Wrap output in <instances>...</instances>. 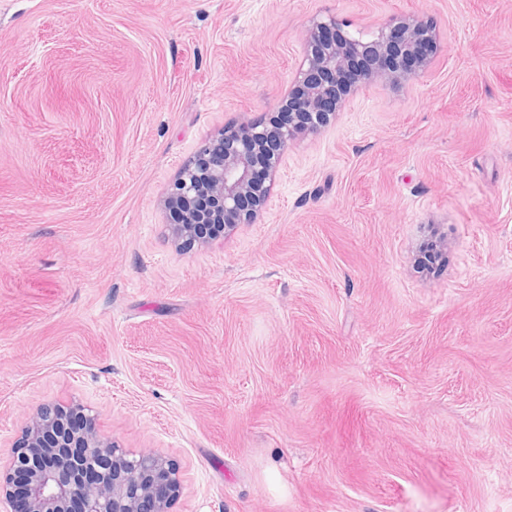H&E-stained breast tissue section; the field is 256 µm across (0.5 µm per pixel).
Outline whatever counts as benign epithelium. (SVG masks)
I'll return each mask as SVG.
<instances>
[{"label": "benign epithelium", "instance_id": "obj_1", "mask_svg": "<svg viewBox=\"0 0 512 512\" xmlns=\"http://www.w3.org/2000/svg\"><path fill=\"white\" fill-rule=\"evenodd\" d=\"M304 44L287 98L263 121L224 127L183 167L171 192L175 240L203 244L234 224L255 223L288 144L328 126L359 86L417 76L431 62L436 36L414 15L372 39L351 36L328 17L313 22ZM88 464L97 479H86ZM180 492L179 472L166 457L117 447L82 405L45 406L30 416L0 472L8 512H169Z\"/></svg>", "mask_w": 512, "mask_h": 512}]
</instances>
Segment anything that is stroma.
<instances>
[{
    "label": "stroma",
    "mask_w": 512,
    "mask_h": 512,
    "mask_svg": "<svg viewBox=\"0 0 512 512\" xmlns=\"http://www.w3.org/2000/svg\"><path fill=\"white\" fill-rule=\"evenodd\" d=\"M408 15L430 66L176 248L182 166L313 19ZM73 403L177 467L170 512H512V0H0V462Z\"/></svg>",
    "instance_id": "35a3bbf8"
}]
</instances>
